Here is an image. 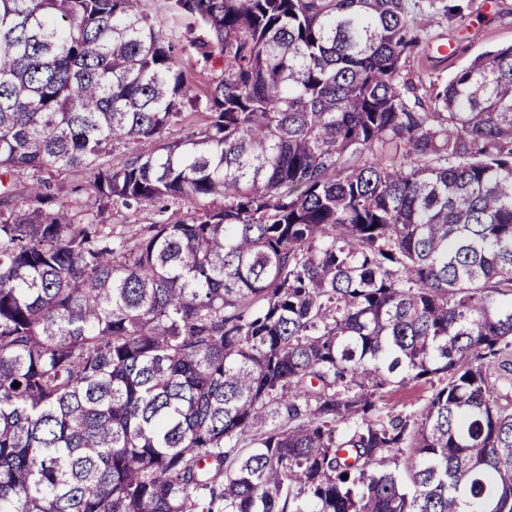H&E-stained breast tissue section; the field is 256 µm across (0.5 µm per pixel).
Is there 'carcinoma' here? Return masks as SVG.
<instances>
[{
    "label": "carcinoma",
    "mask_w": 512,
    "mask_h": 512,
    "mask_svg": "<svg viewBox=\"0 0 512 512\" xmlns=\"http://www.w3.org/2000/svg\"><path fill=\"white\" fill-rule=\"evenodd\" d=\"M141 2L0 0V512H512V44L421 112L402 0H169L166 143ZM142 7L157 21L165 39L173 41L177 48L188 45L187 39L201 33L195 20L172 12L168 0H144ZM183 58L188 66H192L195 72H201L203 76V83L198 85V89L196 91L199 95H202L207 78L210 76H219L224 70V58L219 55H215L206 61L193 49L188 48L187 52L183 55ZM183 115L180 121L170 125L163 134L166 142H174L185 139L200 128L203 117V109H191L186 106L182 109ZM46 178L51 192L60 201L71 203L84 198V191L89 186L92 174L86 169L74 168L53 173L52 176L46 175ZM171 212L172 210H162L161 204L144 205L137 209H125L115 206L112 207V210L106 211L100 219L103 221V224H112L114 231H121L127 236H134L146 233L149 224H163L167 222ZM388 398V408L394 413H419L429 396V392L424 387L414 384L405 385L403 388H397Z\"/></svg>",
    "instance_id": "1"
}]
</instances>
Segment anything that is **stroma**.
Returning <instances> with one entry per match:
<instances>
[{
  "instance_id": "1",
  "label": "stroma",
  "mask_w": 512,
  "mask_h": 512,
  "mask_svg": "<svg viewBox=\"0 0 512 512\" xmlns=\"http://www.w3.org/2000/svg\"><path fill=\"white\" fill-rule=\"evenodd\" d=\"M142 7L156 20L165 39L185 47L184 61L195 72L206 78L221 75L222 57L206 60L186 46L189 38L200 33L195 20L172 12L168 0H143ZM403 7L407 25L418 38L404 56L403 75L426 106L436 88L477 55L512 43V0H403ZM168 217L157 204L132 209L116 206L104 213L102 221L134 236L145 233L149 225L165 223Z\"/></svg>"
}]
</instances>
